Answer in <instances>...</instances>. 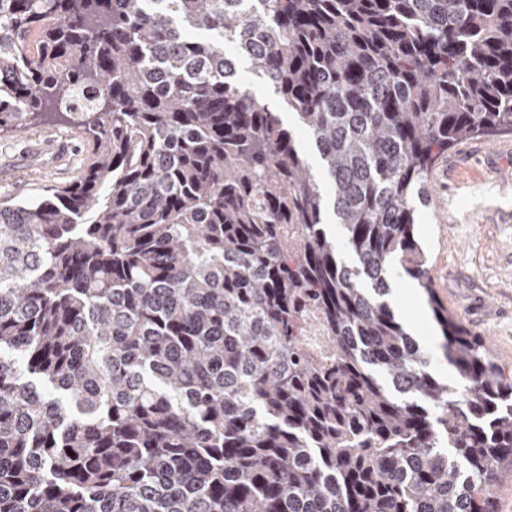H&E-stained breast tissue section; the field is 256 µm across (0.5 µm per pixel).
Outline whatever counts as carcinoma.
<instances>
[{
    "label": "carcinoma",
    "mask_w": 512,
    "mask_h": 512,
    "mask_svg": "<svg viewBox=\"0 0 512 512\" xmlns=\"http://www.w3.org/2000/svg\"><path fill=\"white\" fill-rule=\"evenodd\" d=\"M32 115L92 153L0 206V512H496L512 374L434 298L414 213L448 149L512 133V0H0V132ZM238 73L242 83L246 86V88L253 92L255 97L262 104L267 105L274 111L280 112V116L284 124L293 131L299 148L305 156L313 173L318 179L324 180L320 159L311 145L309 136L307 135L306 131L300 127L295 116L288 111V108L284 105L279 95L276 94L273 86L256 77L252 73L249 63L246 61H240L238 66ZM389 301L403 324L436 356L441 333L424 289L410 277L395 275ZM306 326L310 329H308L306 336H298V347L314 351L320 362L329 363L333 359L336 349L331 337L320 325L312 308L306 313Z\"/></svg>",
    "instance_id": "carcinoma-1"
}]
</instances>
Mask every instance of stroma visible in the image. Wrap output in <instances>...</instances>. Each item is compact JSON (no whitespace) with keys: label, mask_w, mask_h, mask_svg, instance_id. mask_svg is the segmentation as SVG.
<instances>
[{"label":"stroma","mask_w":512,"mask_h":512,"mask_svg":"<svg viewBox=\"0 0 512 512\" xmlns=\"http://www.w3.org/2000/svg\"><path fill=\"white\" fill-rule=\"evenodd\" d=\"M242 83L279 112L313 173L321 162L306 131L272 85L240 62ZM88 155L83 130L72 124L29 122L0 133V203L37 200L71 184ZM430 200L418 207L415 235L429 261L432 293L414 279L394 276L391 305L430 351L441 333L429 297L451 310L504 370L512 369V134L474 138L440 156L428 178Z\"/></svg>","instance_id":"35a3bbf8"}]
</instances>
